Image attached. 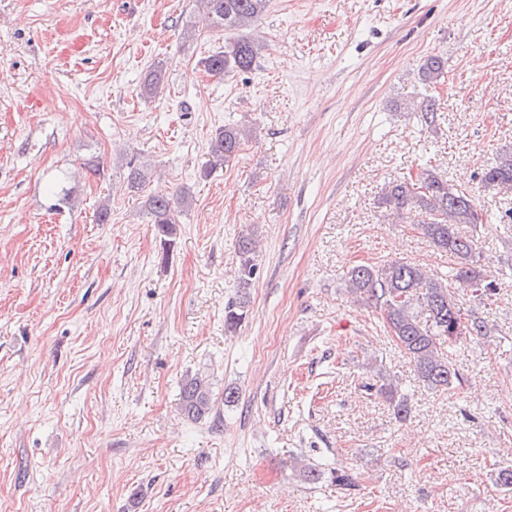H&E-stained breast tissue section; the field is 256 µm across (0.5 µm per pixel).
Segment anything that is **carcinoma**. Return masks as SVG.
Segmentation results:
<instances>
[{
	"instance_id": "obj_1",
	"label": "carcinoma",
	"mask_w": 512,
	"mask_h": 512,
	"mask_svg": "<svg viewBox=\"0 0 512 512\" xmlns=\"http://www.w3.org/2000/svg\"><path fill=\"white\" fill-rule=\"evenodd\" d=\"M268 0H200L206 19L215 29L246 31L258 23ZM266 46L248 34H243L224 49L202 59L205 70L219 77L230 73H249L257 66ZM447 60L430 55L420 68V80L428 88L441 82L447 73ZM164 83L163 69L150 67L143 74L142 92L155 96ZM411 110L422 113L425 123L434 121L437 100L427 95L412 104ZM246 133L242 126L226 124L218 129L208 143V160L203 176L227 166L239 154ZM148 168L132 164L127 175L132 188L146 183ZM481 182L493 190H512V148L501 149L494 162L483 169ZM190 204L189 193L182 191L169 196H151L145 203L149 222L163 245L166 256L174 245L179 214ZM382 204L392 214L404 217L414 212L420 220L414 225L417 233L431 246L448 254L455 261V286L428 278L422 266L405 259L383 263L355 265L345 274L347 286L355 300L375 306L381 313L383 326L394 338L397 347L414 367L417 378L436 392L452 390L461 383L462 374L449 354L450 345L487 334V324L468 314L459 304L455 288H470L475 296L490 298L499 288L487 279V271L477 266V244L474 236L463 233L462 224L474 227L484 223V214L477 208L473 196L448 177L426 167L391 182L385 189ZM257 235L241 233L237 243L234 276L238 284L237 297L224 307V333H235L245 321L250 303L249 290L257 273ZM426 310V320L418 318L416 307ZM388 404L391 415L404 421L411 411L409 398L395 380L381 377L377 388ZM181 411L193 421L206 418L213 407V390L209 380L201 375L187 376L181 386Z\"/></svg>"
}]
</instances>
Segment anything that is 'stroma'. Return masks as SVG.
<instances>
[{"label": "stroma", "instance_id": "35a3bbf8", "mask_svg": "<svg viewBox=\"0 0 512 512\" xmlns=\"http://www.w3.org/2000/svg\"><path fill=\"white\" fill-rule=\"evenodd\" d=\"M195 25L193 40L184 37ZM250 74L201 60L236 39L197 0H0V502L12 512H512V193L480 175L512 146V0H269ZM448 61L434 125L405 108L427 56ZM165 72L140 93L147 67ZM252 136L202 177L224 124ZM152 171L130 188L129 162ZM433 166L476 200L502 287L458 290L488 335L427 389L343 275L453 263L390 224L385 185ZM67 175L70 198L50 184ZM189 191L170 251L148 197ZM112 215L96 221L101 204ZM259 235L246 320L236 244ZM207 376L208 419L180 411ZM394 378L396 422L372 386ZM238 400L225 404L226 387ZM350 468L346 490L305 467ZM257 235L255 231L242 232L237 243V262L234 276L238 284L237 297L224 307V333L234 334L245 321L250 303L249 290L257 273ZM181 411L193 421L206 418L213 407V390L209 380L202 374L187 376L181 386Z\"/></svg>", "mask_w": 512, "mask_h": 512}]
</instances>
